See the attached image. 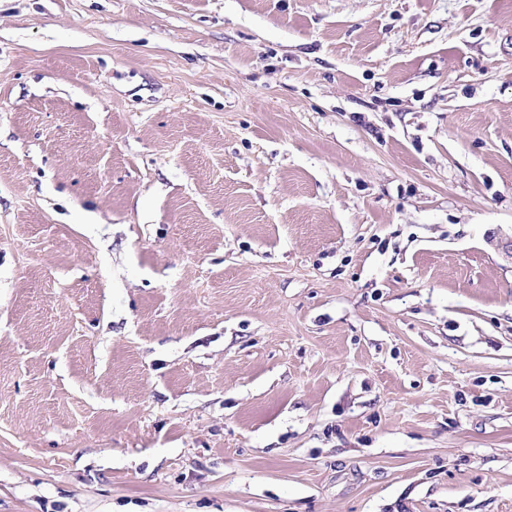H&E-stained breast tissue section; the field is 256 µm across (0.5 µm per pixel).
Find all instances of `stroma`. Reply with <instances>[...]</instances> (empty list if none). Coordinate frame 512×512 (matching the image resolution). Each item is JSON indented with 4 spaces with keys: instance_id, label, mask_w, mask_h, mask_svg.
Here are the masks:
<instances>
[{
    "instance_id": "obj_1",
    "label": "stroma",
    "mask_w": 512,
    "mask_h": 512,
    "mask_svg": "<svg viewBox=\"0 0 512 512\" xmlns=\"http://www.w3.org/2000/svg\"><path fill=\"white\" fill-rule=\"evenodd\" d=\"M0 512H512V0H0Z\"/></svg>"
}]
</instances>
